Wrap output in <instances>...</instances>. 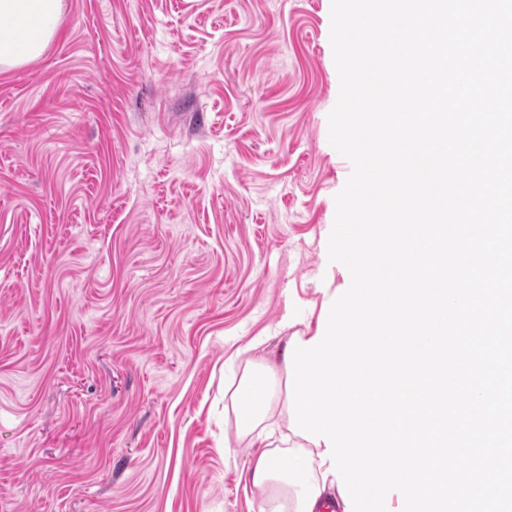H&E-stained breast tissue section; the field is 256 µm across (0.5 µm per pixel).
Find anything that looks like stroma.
I'll list each match as a JSON object with an SVG mask.
<instances>
[{
    "label": "stroma",
    "instance_id": "35a3bbf8",
    "mask_svg": "<svg viewBox=\"0 0 512 512\" xmlns=\"http://www.w3.org/2000/svg\"><path fill=\"white\" fill-rule=\"evenodd\" d=\"M331 0H63L0 72V512H258L229 360L314 330Z\"/></svg>",
    "mask_w": 512,
    "mask_h": 512
}]
</instances>
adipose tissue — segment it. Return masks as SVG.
<instances>
[{
    "instance_id": "ef3b65f1",
    "label": "adipose tissue",
    "mask_w": 512,
    "mask_h": 512,
    "mask_svg": "<svg viewBox=\"0 0 512 512\" xmlns=\"http://www.w3.org/2000/svg\"><path fill=\"white\" fill-rule=\"evenodd\" d=\"M63 0H0V72L40 57L55 35ZM285 345L272 358L242 359L237 379L225 386L235 421V437L225 448L251 440L261 446L248 465V478L258 512H315L333 487L335 477H323L320 446L275 429L269 422L279 412L277 381L285 367Z\"/></svg>"
}]
</instances>
